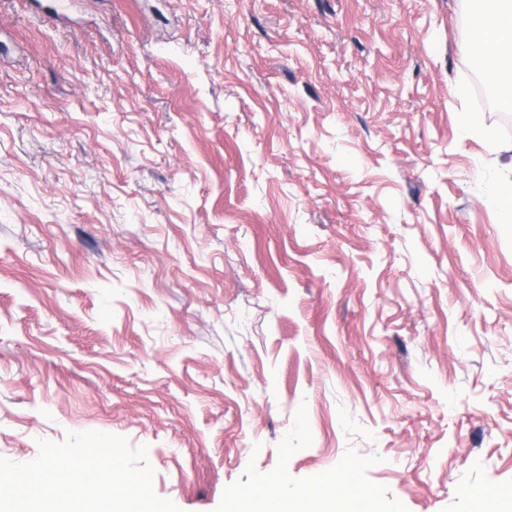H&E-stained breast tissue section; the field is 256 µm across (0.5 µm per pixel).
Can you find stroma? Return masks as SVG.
I'll use <instances>...</instances> for the list:
<instances>
[{"mask_svg": "<svg viewBox=\"0 0 512 512\" xmlns=\"http://www.w3.org/2000/svg\"><path fill=\"white\" fill-rule=\"evenodd\" d=\"M63 3L0 0V457L123 436L181 512L511 490L512 122L465 0ZM487 201L501 218V224L512 225V179L494 182L489 186ZM279 483L268 476L261 477L252 489L255 494L237 496L231 510L234 512H356L358 505L371 499V493L348 482L341 496H336L329 486L313 487L292 496L272 493Z\"/></svg>", "mask_w": 512, "mask_h": 512, "instance_id": "35a3bbf8", "label": "stroma"}]
</instances>
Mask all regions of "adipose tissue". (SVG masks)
<instances>
[{
    "instance_id": "obj_1",
    "label": "adipose tissue",
    "mask_w": 512,
    "mask_h": 512,
    "mask_svg": "<svg viewBox=\"0 0 512 512\" xmlns=\"http://www.w3.org/2000/svg\"><path fill=\"white\" fill-rule=\"evenodd\" d=\"M467 5L470 51L495 84L499 101L512 108V75L503 71L505 62L512 60V0H467ZM275 485V479L261 477L253 494L234 499L233 512H357L370 498L368 490L352 483L340 495L324 486L282 496L275 494Z\"/></svg>"
}]
</instances>
